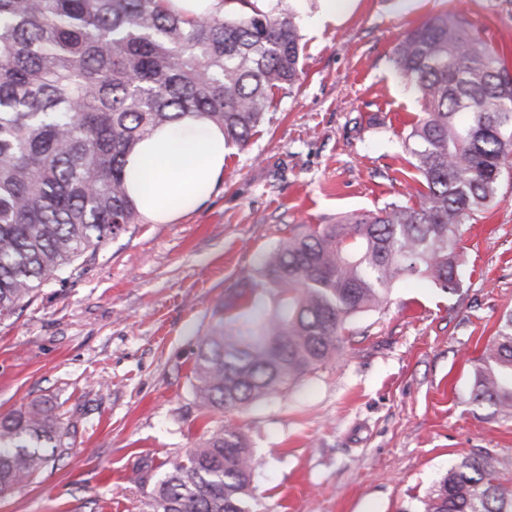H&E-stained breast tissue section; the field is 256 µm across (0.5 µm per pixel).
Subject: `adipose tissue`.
<instances>
[{
    "instance_id": "obj_1",
    "label": "adipose tissue",
    "mask_w": 512,
    "mask_h": 512,
    "mask_svg": "<svg viewBox=\"0 0 512 512\" xmlns=\"http://www.w3.org/2000/svg\"><path fill=\"white\" fill-rule=\"evenodd\" d=\"M218 128L196 119L156 129L129 156L127 184L141 218L167 224L205 202L224 175Z\"/></svg>"
}]
</instances>
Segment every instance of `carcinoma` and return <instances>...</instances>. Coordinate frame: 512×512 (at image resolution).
I'll return each instance as SVG.
<instances>
[{"instance_id": "obj_1", "label": "carcinoma", "mask_w": 512, "mask_h": 512, "mask_svg": "<svg viewBox=\"0 0 512 512\" xmlns=\"http://www.w3.org/2000/svg\"><path fill=\"white\" fill-rule=\"evenodd\" d=\"M186 18L165 0H0V319L58 272L138 223L128 156L155 129L192 117L245 145L270 123L300 72L301 35L279 0H225ZM426 102L408 150L415 201L345 215L282 241L259 278L224 299L228 320L199 338L191 387L203 416L276 396L339 354L347 320L381 305L402 278L457 288V234L512 163V84L458 13L441 12L395 48ZM269 307L233 332L230 312ZM474 400L512 412V314L474 371ZM64 447L59 419L35 406L0 417V493L34 478ZM153 459L131 480H153ZM255 479L245 433L205 427L168 462L141 512H246ZM420 512H512V481L488 450L463 457Z\"/></svg>"}]
</instances>
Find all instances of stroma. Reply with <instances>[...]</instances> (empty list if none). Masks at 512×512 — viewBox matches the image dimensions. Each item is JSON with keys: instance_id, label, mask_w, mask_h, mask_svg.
I'll return each mask as SVG.
<instances>
[{"instance_id": "stroma-1", "label": "stroma", "mask_w": 512, "mask_h": 512, "mask_svg": "<svg viewBox=\"0 0 512 512\" xmlns=\"http://www.w3.org/2000/svg\"><path fill=\"white\" fill-rule=\"evenodd\" d=\"M320 0H281L302 36L296 85L275 118L231 146L224 177L171 224H133L0 321V415H59L64 448L0 512H139L136 461L193 447L204 420L190 369L229 288L313 224L407 201L410 122L425 101L394 63L403 34L464 15L512 35V0H352L313 27ZM459 286L403 281L351 317L337 357L283 393L224 414L254 450L250 512H418L463 456L485 448L512 478V414L472 399L473 372L512 313V169L460 226Z\"/></svg>"}]
</instances>
